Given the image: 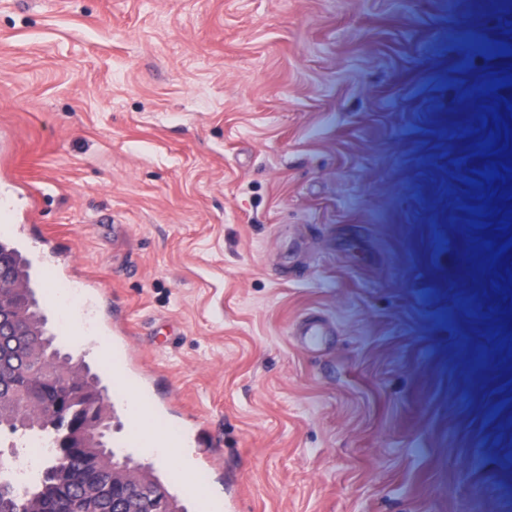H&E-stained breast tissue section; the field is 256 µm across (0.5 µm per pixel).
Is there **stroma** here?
I'll list each match as a JSON object with an SVG mask.
<instances>
[{
	"label": "stroma",
	"instance_id": "35a3bbf8",
	"mask_svg": "<svg viewBox=\"0 0 512 512\" xmlns=\"http://www.w3.org/2000/svg\"><path fill=\"white\" fill-rule=\"evenodd\" d=\"M1 134L53 190L31 240L220 444L207 491L512 512L507 0H0Z\"/></svg>",
	"mask_w": 512,
	"mask_h": 512
}]
</instances>
